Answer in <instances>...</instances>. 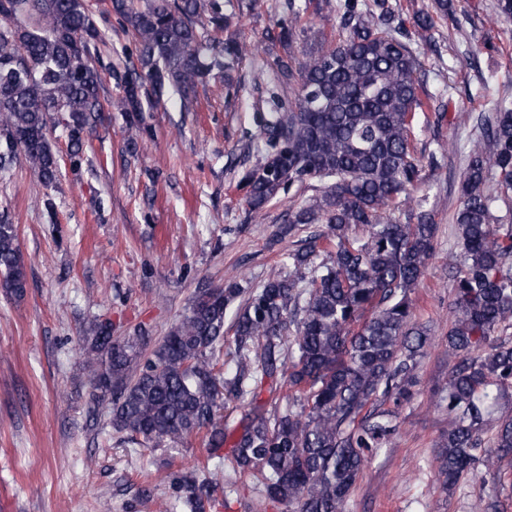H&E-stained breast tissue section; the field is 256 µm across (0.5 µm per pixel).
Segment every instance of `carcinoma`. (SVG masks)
<instances>
[{
    "label": "carcinoma",
    "mask_w": 512,
    "mask_h": 512,
    "mask_svg": "<svg viewBox=\"0 0 512 512\" xmlns=\"http://www.w3.org/2000/svg\"><path fill=\"white\" fill-rule=\"evenodd\" d=\"M112 16L134 38L136 63L101 64L106 30L88 0H0V172L18 158L48 190L58 180L53 118L65 117L72 170L86 162L84 137L107 111L103 75L119 89L128 114L126 150L142 144V113L164 96L195 111L198 87L229 70L247 46L221 41L224 0H110ZM400 4L343 0L334 45L298 64L270 63L283 82L300 78L297 98L266 125L265 162L244 172L240 187L261 212L296 183L330 184L288 210L290 224L325 229L288 253L284 271L237 306L225 349V316L239 284L198 292L186 314L150 352L145 332L112 338L95 316L80 336L91 399L109 406V425L143 448L204 433L213 453L228 435L217 420L227 400L257 399L259 385L294 392L281 408L256 404L232 440L238 471L261 478L265 494L288 512H345L369 458L399 431L398 409L414 397L418 358L430 345L413 321L414 300L435 251L436 225L424 210L393 220L401 195L421 181L413 120L422 108L417 56L393 34ZM268 32L292 43L302 13ZM482 143L472 153L453 221L457 248L448 356L456 359L441 402L448 434L437 475L450 489L482 462L497 477L512 461V415L491 412L512 392V224H494L493 207L512 193V110L480 117ZM26 265L16 225L0 215V288L21 297ZM391 402L393 408L382 405ZM494 429L491 447L483 434ZM189 512H206L218 485L184 475Z\"/></svg>",
    "instance_id": "obj_1"
}]
</instances>
